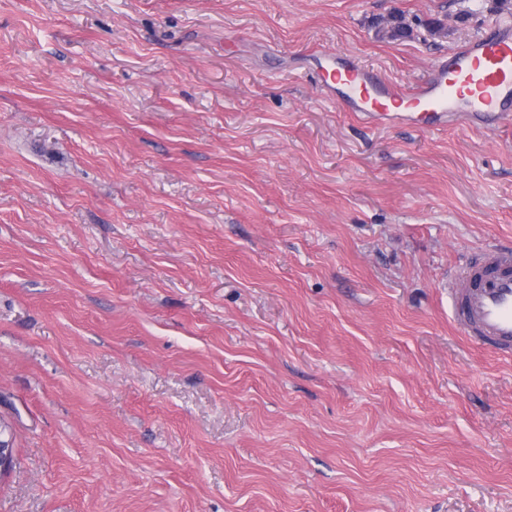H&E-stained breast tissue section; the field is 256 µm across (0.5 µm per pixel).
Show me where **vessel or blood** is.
Wrapping results in <instances>:
<instances>
[{"label":"vessel or blood","instance_id":"vessel-or-blood-1","mask_svg":"<svg viewBox=\"0 0 512 512\" xmlns=\"http://www.w3.org/2000/svg\"><path fill=\"white\" fill-rule=\"evenodd\" d=\"M318 70L322 91L368 124L384 120L430 128L460 120L497 129L512 115V20L490 21L476 40L458 47L406 88L373 69L325 51ZM457 321L478 341L512 355V249L479 253L449 285Z\"/></svg>","mask_w":512,"mask_h":512}]
</instances>
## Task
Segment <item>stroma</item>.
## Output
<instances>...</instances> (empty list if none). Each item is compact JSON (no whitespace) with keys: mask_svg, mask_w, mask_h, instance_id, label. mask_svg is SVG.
<instances>
[{"mask_svg":"<svg viewBox=\"0 0 512 512\" xmlns=\"http://www.w3.org/2000/svg\"><path fill=\"white\" fill-rule=\"evenodd\" d=\"M512 0H0V512H512V118L379 124ZM457 321L503 355H512V249L479 253L449 285Z\"/></svg>","mask_w":512,"mask_h":512,"instance_id":"35a3bbf8","label":"stroma"}]
</instances>
